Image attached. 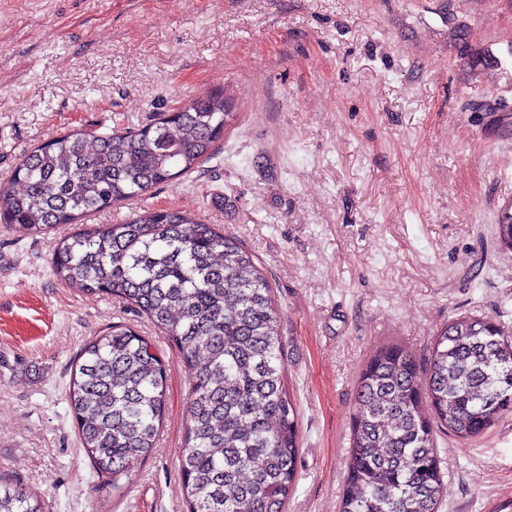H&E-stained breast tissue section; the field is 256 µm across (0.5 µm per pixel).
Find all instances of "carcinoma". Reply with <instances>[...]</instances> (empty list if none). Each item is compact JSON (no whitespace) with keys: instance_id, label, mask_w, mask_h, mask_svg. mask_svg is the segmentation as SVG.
Wrapping results in <instances>:
<instances>
[{"instance_id":"1","label":"carcinoma","mask_w":512,"mask_h":512,"mask_svg":"<svg viewBox=\"0 0 512 512\" xmlns=\"http://www.w3.org/2000/svg\"><path fill=\"white\" fill-rule=\"evenodd\" d=\"M474 66L497 58L470 53ZM233 119L210 92L134 131L73 130L37 146L0 185V223L31 234L78 224L189 174L211 159ZM495 238L512 248V204ZM54 277L85 296L118 298L165 330L193 371L178 459L187 512H283L296 482L298 413L284 387L272 288L253 255L215 224L148 209L120 224H86L60 239ZM68 384L78 439L110 498L154 448L166 370L130 328L91 337ZM512 413V335L460 316L434 337L423 367L381 343L358 378L339 512H439L444 492L435 428L470 439ZM0 512H43L41 497L0 478Z\"/></svg>"}]
</instances>
